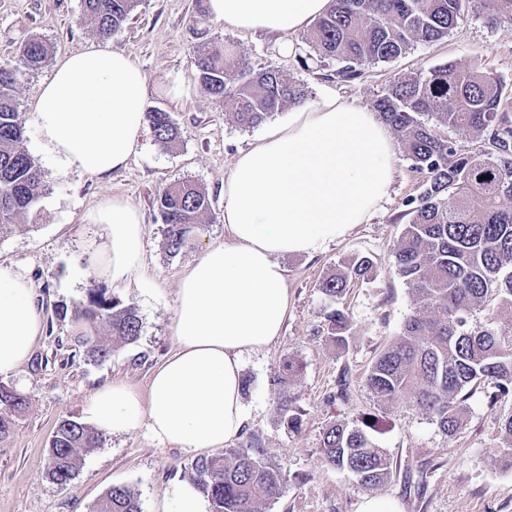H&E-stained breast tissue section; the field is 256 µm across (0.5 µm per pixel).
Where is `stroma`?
I'll return each instance as SVG.
<instances>
[{
    "instance_id": "stroma-1",
    "label": "stroma",
    "mask_w": 512,
    "mask_h": 512,
    "mask_svg": "<svg viewBox=\"0 0 512 512\" xmlns=\"http://www.w3.org/2000/svg\"><path fill=\"white\" fill-rule=\"evenodd\" d=\"M205 10L206 0H140L132 18L105 42L141 65L148 77V108L170 112L181 132L175 147H163L145 131L127 167L100 181L62 170L40 152L34 125L26 127L25 146L43 171L45 190L28 225L0 236V263L32 280L45 329L29 359L0 377V384L27 397L8 439L0 441V512H91L114 486L130 488L140 512H156L170 483L190 478L195 452L158 444L143 428L104 435L100 447L82 452L69 485L51 482L46 464L58 423L82 420L83 406L97 388L124 382L147 393L153 370L174 348L171 325L181 273L209 244L223 241L224 178L239 151L263 131L235 123L222 103L199 88L193 77L201 45L197 28L233 48L244 72L273 68L300 79L309 106L335 95L371 110L395 80L453 61L496 73L505 85L503 110L512 118V23L491 26L466 13L440 40L413 44L388 63L364 64L356 79L345 82L336 76L335 59L310 56L304 33L288 39L240 33L202 20ZM29 33L51 42L56 59L96 38L83 0H0V63H16L14 42ZM303 55L309 58L304 66L298 62ZM179 84L189 87L187 96L170 95V87ZM427 179V172L397 155L389 200L369 221L314 255L282 260L288 314L278 339L243 357L242 375L250 381L244 394L248 421L233 442L237 448L257 442L266 458L283 468V491L262 512H360L371 494L395 501L400 512H512V471L494 465L502 449V408L488 407L483 392H476L462 429L450 436L416 407L378 403L365 384L376 356L414 312L411 291L392 266V252L409 220L407 203ZM182 180L208 192L213 217L199 238L173 256L162 247L164 226L154 199L167 184ZM112 195L137 206L145 222L143 275L126 286L96 275L106 235L102 225L86 219ZM352 255L371 257L375 270L353 280L345 295L328 300L317 288L319 281ZM92 287L135 306L143 323L135 343L114 347L100 363L87 360L75 341V325L61 313ZM332 308L349 321L352 339L343 350L323 338L324 313ZM287 360L299 366L287 388L302 418L296 432L284 426L276 409L278 375ZM334 422L368 426L372 441L392 461L385 483L370 491L326 464L322 434Z\"/></svg>"
}]
</instances>
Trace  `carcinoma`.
Listing matches in <instances>:
<instances>
[{
  "label": "carcinoma",
  "mask_w": 512,
  "mask_h": 512,
  "mask_svg": "<svg viewBox=\"0 0 512 512\" xmlns=\"http://www.w3.org/2000/svg\"><path fill=\"white\" fill-rule=\"evenodd\" d=\"M473 1L485 20L512 21V0H331L308 30L311 51L341 64L337 74L352 79L365 63L392 61L417 42L448 35ZM96 35L107 40L129 18L137 0H83ZM51 52L37 36L21 38L16 55L28 71ZM20 68L0 64V236L24 223L42 193V172L25 148V121L16 91ZM195 80L208 96L231 102L232 118L256 126L286 105L305 101L304 85L279 70L248 75L238 69L232 49L204 42L195 60ZM503 82L485 68L447 62L424 75L392 83L376 103L378 115L397 137L405 157L428 174L426 187L410 201L409 223L393 249L396 274L411 289L416 308L399 337L374 360L366 385L382 404L407 403L433 416L452 436L461 429L468 400L484 386L493 408L512 397V329L494 319L472 322L475 311L512 310V121L502 112ZM157 141L175 143L178 128L164 110L146 113ZM456 129L487 147L459 154L444 130ZM165 250L175 255L205 228L212 215L208 193L178 181L156 197ZM374 270L367 256L343 260L318 284L334 299L351 282ZM80 329L78 342L93 362L112 354V343L131 344L143 323L132 305L98 288L87 299L62 308ZM323 334L332 347L349 344L343 312L324 316ZM290 376L279 379L278 413L296 431L300 415L291 408ZM26 405L19 392L0 388V440L11 430L12 413ZM503 450L497 465L512 470V412L502 416ZM101 433L76 420L61 421L50 443L48 478L67 485L79 470L81 452L97 448ZM321 452L329 465L352 473L367 489L391 475L390 457L361 428L332 423ZM190 476L208 499L211 512H261L279 498L284 474L253 444L192 461ZM93 512H140L134 492L114 486Z\"/></svg>",
  "instance_id": "carcinoma-1"
}]
</instances>
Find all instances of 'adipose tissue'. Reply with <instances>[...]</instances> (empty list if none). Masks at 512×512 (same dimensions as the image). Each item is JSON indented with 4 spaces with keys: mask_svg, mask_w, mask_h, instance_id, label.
Here are the masks:
<instances>
[{
    "mask_svg": "<svg viewBox=\"0 0 512 512\" xmlns=\"http://www.w3.org/2000/svg\"><path fill=\"white\" fill-rule=\"evenodd\" d=\"M330 0H207L226 29L292 36ZM147 76L131 55L91 42L59 58L32 121L39 147L62 169L104 180L127 166L146 125ZM396 146L366 109L328 96L297 108L239 152L224 180V241L182 273L174 349L147 393L116 382L97 390L84 418L105 433L147 428L189 451L223 447L248 420L242 359L276 340L288 312L281 257L311 255L345 238L386 200ZM107 242L99 274L116 285L144 264V224L126 198H103L86 216ZM31 280L0 263V374L17 370L43 333Z\"/></svg>",
    "mask_w": 512,
    "mask_h": 512,
    "instance_id": "1",
    "label": "adipose tissue"
}]
</instances>
